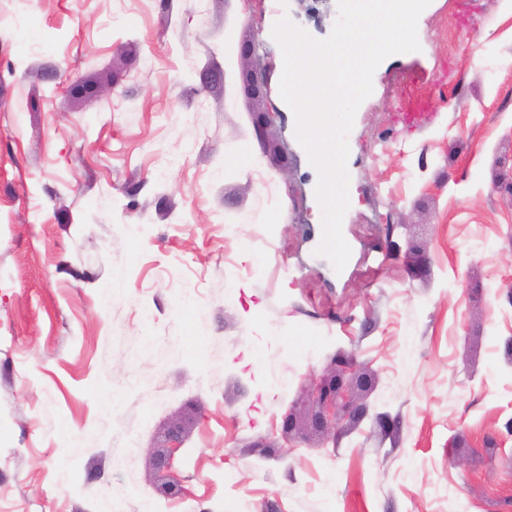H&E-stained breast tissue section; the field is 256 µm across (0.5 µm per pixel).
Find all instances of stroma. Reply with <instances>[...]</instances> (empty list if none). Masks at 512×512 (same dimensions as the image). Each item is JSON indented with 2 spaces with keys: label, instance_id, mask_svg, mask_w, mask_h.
Masks as SVG:
<instances>
[{
  "label": "stroma",
  "instance_id": "35a3bbf8",
  "mask_svg": "<svg viewBox=\"0 0 512 512\" xmlns=\"http://www.w3.org/2000/svg\"><path fill=\"white\" fill-rule=\"evenodd\" d=\"M284 17L338 8L0 0V512H512V0L375 70L339 272ZM334 376L329 382L322 381L312 386L309 397L318 406L315 420L316 427L330 437L336 429V421L341 418V412L349 406V394L336 384V367Z\"/></svg>",
  "mask_w": 512,
  "mask_h": 512
}]
</instances>
